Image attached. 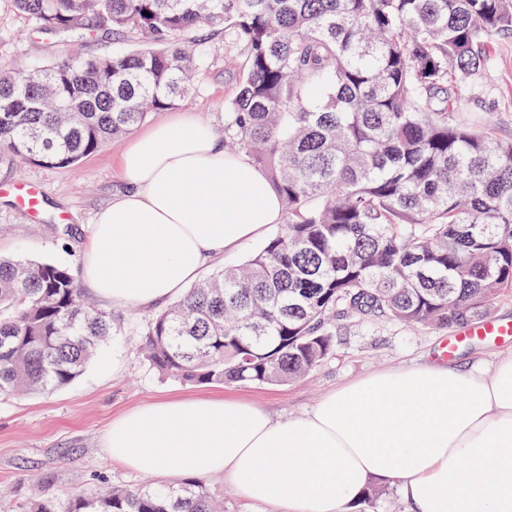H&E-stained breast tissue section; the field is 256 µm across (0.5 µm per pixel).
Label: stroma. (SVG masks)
Masks as SVG:
<instances>
[{
  "instance_id": "35a3bbf8",
  "label": "stroma",
  "mask_w": 512,
  "mask_h": 512,
  "mask_svg": "<svg viewBox=\"0 0 512 512\" xmlns=\"http://www.w3.org/2000/svg\"><path fill=\"white\" fill-rule=\"evenodd\" d=\"M201 61L193 70L195 91L176 109L224 126L226 102L239 85V54L225 46L224 32L202 27L193 33ZM139 40L109 31L84 42L61 35L30 33L11 0H0V69L28 70L79 54L90 58L138 48ZM491 79L468 106L481 113L496 135L512 138V37L496 36L488 48ZM121 136L97 152L62 168L0 158V255L52 262L81 280V257L96 213L125 189L119 157ZM39 186L43 205L31 214L14 198L16 184ZM82 293L112 317V335L83 374L56 392L0 397V512L19 506L41 489L61 497L89 495L100 483L147 486L150 478L113 462L104 438L112 419L158 398L235 395L248 398L284 420L310 410L328 390L371 372L397 369L436 358L445 330L408 327L384 318L336 322V344L313 376L278 384L191 385L161 377L144 357V330L158 307L119 305ZM512 343L474 339L460 344L452 363L466 370L481 364L493 371Z\"/></svg>"
}]
</instances>
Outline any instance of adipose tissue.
Returning a JSON list of instances; mask_svg holds the SVG:
<instances>
[{
  "label": "adipose tissue",
  "mask_w": 512,
  "mask_h": 512,
  "mask_svg": "<svg viewBox=\"0 0 512 512\" xmlns=\"http://www.w3.org/2000/svg\"><path fill=\"white\" fill-rule=\"evenodd\" d=\"M125 191L95 216L82 274L102 296H180L212 258L283 221L264 171L180 113L135 137ZM105 444L134 472L223 476L275 512H352L395 480L410 512H512V353L493 375L429 361L334 389L279 421L224 396L160 399L113 420Z\"/></svg>",
  "instance_id": "obj_1"
}]
</instances>
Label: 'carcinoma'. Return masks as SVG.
<instances>
[{
	"label": "carcinoma",
	"instance_id": "cac0c4a2",
	"mask_svg": "<svg viewBox=\"0 0 512 512\" xmlns=\"http://www.w3.org/2000/svg\"><path fill=\"white\" fill-rule=\"evenodd\" d=\"M41 34L143 46L0 71V153L67 167L193 92L189 36L242 57L224 148L262 167L280 230L159 313L145 356L191 384H284L338 317L460 328L512 292V139L467 112L512 0H13ZM149 15H144V12ZM112 331L58 264L0 257V396L78 378ZM20 512H224L202 484L34 494Z\"/></svg>",
	"mask_w": 512,
	"mask_h": 512
}]
</instances>
